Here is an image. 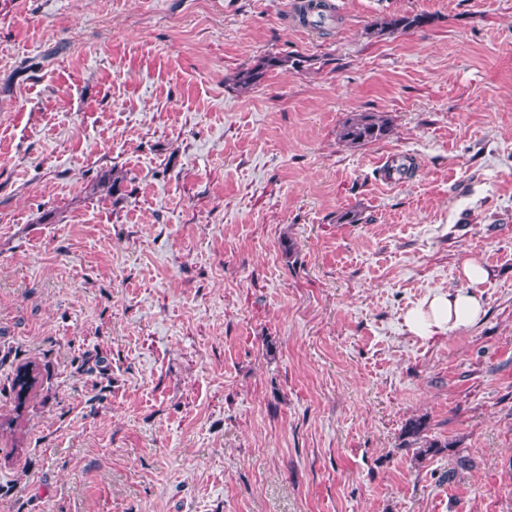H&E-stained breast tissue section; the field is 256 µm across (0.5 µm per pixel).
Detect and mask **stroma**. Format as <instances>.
Returning a JSON list of instances; mask_svg holds the SVG:
<instances>
[{
    "label": "stroma",
    "instance_id": "1",
    "mask_svg": "<svg viewBox=\"0 0 512 512\" xmlns=\"http://www.w3.org/2000/svg\"><path fill=\"white\" fill-rule=\"evenodd\" d=\"M334 2L0 0V512H512V0ZM427 21L428 17L423 14H404L393 16L380 23L376 22L371 29H373V34H377L378 36H391L419 28L426 24ZM305 62H309V60L292 59L288 56H267L261 58L254 66L239 71L236 76V83L241 88L247 89L257 85L271 69L285 66L297 68ZM391 127L387 118L377 113L361 112L348 118L338 130L340 142L348 146H363L386 138ZM489 270L474 260H465L460 267V278L465 288L438 291L420 307L410 309L404 318L407 330L415 336L428 339L448 333V329L476 323L483 314V303L474 291L489 277ZM428 423L425 417H419L416 419H411L405 425L401 437L402 447L411 448L414 445H419L415 447L416 456L420 458H426L427 456H434L440 453L443 449H446L445 444L441 445L438 441H430L425 439L424 432L427 431Z\"/></svg>",
    "mask_w": 512,
    "mask_h": 512
}]
</instances>
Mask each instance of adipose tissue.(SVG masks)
I'll return each mask as SVG.
<instances>
[{
    "instance_id": "ef3b65f1",
    "label": "adipose tissue",
    "mask_w": 512,
    "mask_h": 512,
    "mask_svg": "<svg viewBox=\"0 0 512 512\" xmlns=\"http://www.w3.org/2000/svg\"><path fill=\"white\" fill-rule=\"evenodd\" d=\"M460 277L463 287L436 292L420 307L406 313L404 323L410 333L428 339L480 319L483 303L475 289L488 279L489 271L478 262L467 260L460 267Z\"/></svg>"
}]
</instances>
